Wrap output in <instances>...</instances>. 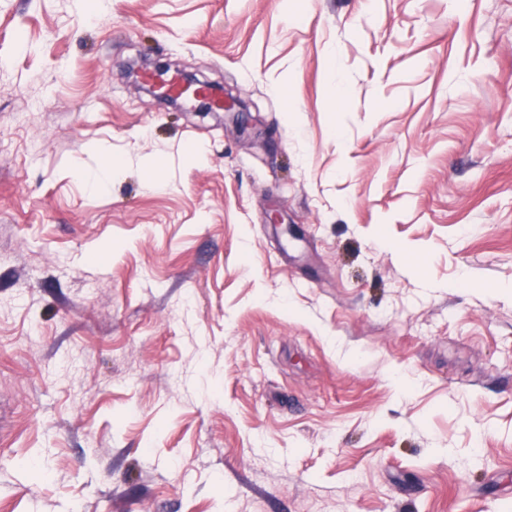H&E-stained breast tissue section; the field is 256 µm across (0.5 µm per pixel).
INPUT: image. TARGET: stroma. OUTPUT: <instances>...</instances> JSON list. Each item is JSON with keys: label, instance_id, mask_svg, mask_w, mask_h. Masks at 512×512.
<instances>
[{"label": "stroma", "instance_id": "1", "mask_svg": "<svg viewBox=\"0 0 512 512\" xmlns=\"http://www.w3.org/2000/svg\"><path fill=\"white\" fill-rule=\"evenodd\" d=\"M0 512H512V0H0Z\"/></svg>", "mask_w": 512, "mask_h": 512}]
</instances>
